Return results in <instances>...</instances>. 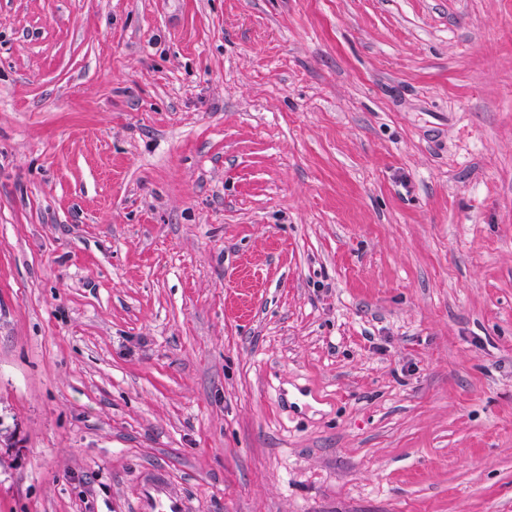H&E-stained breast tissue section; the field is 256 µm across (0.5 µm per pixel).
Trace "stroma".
Wrapping results in <instances>:
<instances>
[{"mask_svg":"<svg viewBox=\"0 0 512 512\" xmlns=\"http://www.w3.org/2000/svg\"><path fill=\"white\" fill-rule=\"evenodd\" d=\"M512 512V0H0V512ZM139 512H186L184 497L179 494L170 478L151 471L142 476L139 486Z\"/></svg>","mask_w":512,"mask_h":512,"instance_id":"1","label":"stroma"}]
</instances>
